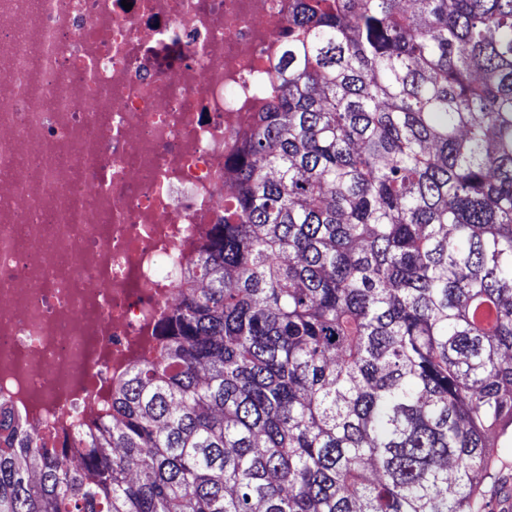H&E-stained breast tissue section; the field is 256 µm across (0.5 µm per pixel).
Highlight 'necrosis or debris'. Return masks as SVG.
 Segmentation results:
<instances>
[{
    "instance_id": "obj_1",
    "label": "necrosis or debris",
    "mask_w": 512,
    "mask_h": 512,
    "mask_svg": "<svg viewBox=\"0 0 512 512\" xmlns=\"http://www.w3.org/2000/svg\"><path fill=\"white\" fill-rule=\"evenodd\" d=\"M0 0V408L74 441L154 356L294 0Z\"/></svg>"
}]
</instances>
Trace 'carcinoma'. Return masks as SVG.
<instances>
[{"mask_svg":"<svg viewBox=\"0 0 512 512\" xmlns=\"http://www.w3.org/2000/svg\"><path fill=\"white\" fill-rule=\"evenodd\" d=\"M295 0L231 206L74 448L0 512H484L512 434V0Z\"/></svg>","mask_w":512,"mask_h":512,"instance_id":"1","label":"carcinoma"}]
</instances>
